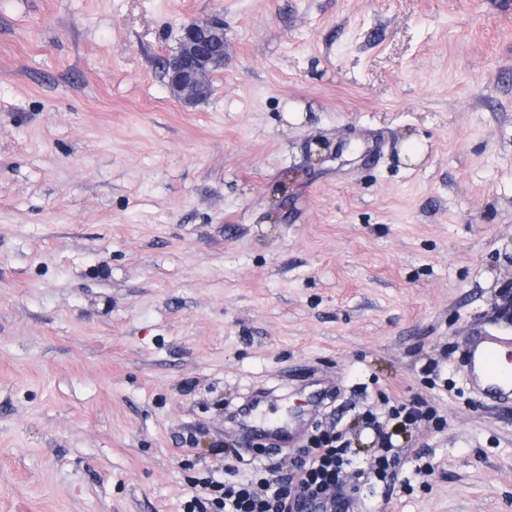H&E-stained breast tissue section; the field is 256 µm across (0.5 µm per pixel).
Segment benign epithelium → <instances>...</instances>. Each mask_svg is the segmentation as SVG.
I'll return each mask as SVG.
<instances>
[{
    "mask_svg": "<svg viewBox=\"0 0 512 512\" xmlns=\"http://www.w3.org/2000/svg\"><path fill=\"white\" fill-rule=\"evenodd\" d=\"M224 65V19L190 20L181 26L179 50L164 67L171 96L193 105L208 93L210 70Z\"/></svg>",
    "mask_w": 512,
    "mask_h": 512,
    "instance_id": "1",
    "label": "benign epithelium"
}]
</instances>
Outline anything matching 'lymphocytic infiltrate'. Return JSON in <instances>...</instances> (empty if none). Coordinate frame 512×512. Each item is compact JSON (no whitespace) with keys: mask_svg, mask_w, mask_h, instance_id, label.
Here are the masks:
<instances>
[{"mask_svg":"<svg viewBox=\"0 0 512 512\" xmlns=\"http://www.w3.org/2000/svg\"><path fill=\"white\" fill-rule=\"evenodd\" d=\"M378 438L380 453L375 456L371 474L375 486L394 485L404 462L393 449L394 432L422 421L437 418L436 409L420 398L389 405L386 419L373 410L362 414ZM350 444L335 426L316 422L302 440L298 454L289 466L279 463L254 467L240 475L243 455L225 464V480H198L194 492L183 503L182 512H297L307 500L332 501L349 491L347 469L351 464Z\"/></svg>","mask_w":512,"mask_h":512,"instance_id":"1","label":"lymphocytic infiltrate"}]
</instances>
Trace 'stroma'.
<instances>
[{"mask_svg":"<svg viewBox=\"0 0 512 512\" xmlns=\"http://www.w3.org/2000/svg\"><path fill=\"white\" fill-rule=\"evenodd\" d=\"M224 17L208 97L164 61ZM512 308V0H0V512H180L227 407L332 376L439 422L364 512H512V407L462 380Z\"/></svg>","mask_w":512,"mask_h":512,"instance_id":"1","label":"stroma"}]
</instances>
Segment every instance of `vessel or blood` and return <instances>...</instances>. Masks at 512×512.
<instances>
[{
  "label": "vessel or blood",
  "instance_id": "b4317fda",
  "mask_svg": "<svg viewBox=\"0 0 512 512\" xmlns=\"http://www.w3.org/2000/svg\"><path fill=\"white\" fill-rule=\"evenodd\" d=\"M464 348V375L472 392L485 402L512 403V365L503 360L504 354L512 352V333L477 321L468 329ZM311 385L309 412L289 411L277 417L266 412L272 390L255 392L233 418L241 439L251 443L263 441L272 447H297L313 411L330 399L336 389L335 381L327 377L312 380Z\"/></svg>",
  "mask_w": 512,
  "mask_h": 512
}]
</instances>
